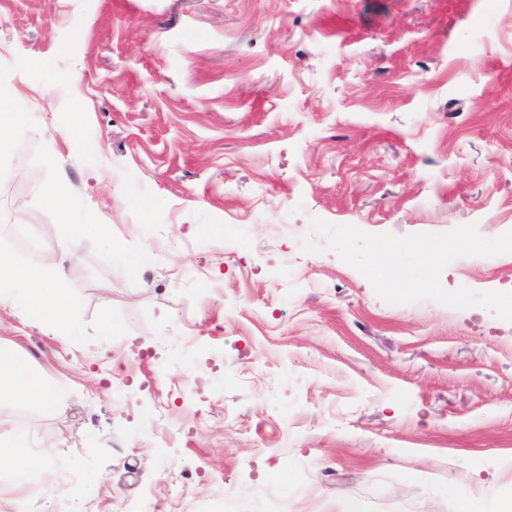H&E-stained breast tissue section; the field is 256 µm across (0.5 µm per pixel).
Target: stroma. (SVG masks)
Wrapping results in <instances>:
<instances>
[{
	"mask_svg": "<svg viewBox=\"0 0 512 512\" xmlns=\"http://www.w3.org/2000/svg\"><path fill=\"white\" fill-rule=\"evenodd\" d=\"M0 95V253L53 283L73 225L112 227L79 335L0 308L68 403L0 399L1 438L52 447L0 465V512H459L469 471L498 512L512 320L386 303L300 240L512 232V0H0ZM440 282L512 293V253ZM26 113L19 100L0 99V143L15 132L25 120ZM0 462L8 460L19 465L23 479L31 480L40 476L47 462V450L31 452L23 435H17L9 441L0 440Z\"/></svg>",
	"mask_w": 512,
	"mask_h": 512,
	"instance_id": "35a3bbf8",
	"label": "stroma"
}]
</instances>
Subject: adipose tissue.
<instances>
[{"mask_svg":"<svg viewBox=\"0 0 512 512\" xmlns=\"http://www.w3.org/2000/svg\"><path fill=\"white\" fill-rule=\"evenodd\" d=\"M29 310L37 317H49L55 328L66 336H75L79 328L70 314L65 289L50 286L44 272L36 266H20L0 255V308ZM45 403H58L57 388L39 383L27 373L23 363L10 349L0 345V397L17 393ZM47 450L30 451L24 436L18 435L0 443V462L19 466L22 478H38L47 462Z\"/></svg>","mask_w":512,"mask_h":512,"instance_id":"adipose-tissue-1","label":"adipose tissue"}]
</instances>
